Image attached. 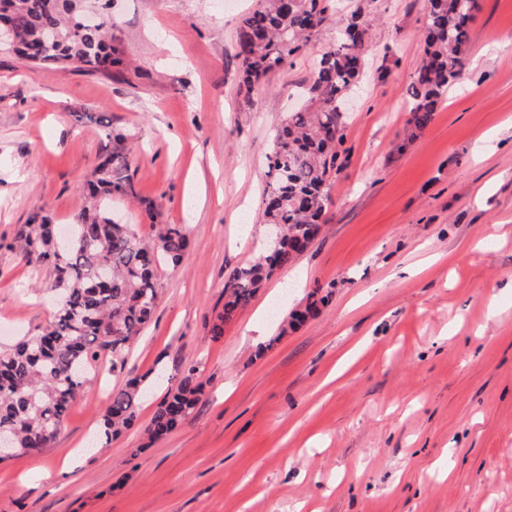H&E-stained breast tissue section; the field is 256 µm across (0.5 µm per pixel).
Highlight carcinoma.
<instances>
[{
	"label": "carcinoma",
	"instance_id": "obj_1",
	"mask_svg": "<svg viewBox=\"0 0 512 512\" xmlns=\"http://www.w3.org/2000/svg\"><path fill=\"white\" fill-rule=\"evenodd\" d=\"M105 0H0L11 25L0 48L49 71L75 65L89 75H112L123 51L112 43L115 25ZM478 0H427L424 56L408 87L411 134L434 119L448 84L464 74L470 23ZM336 0H257L236 32V54L243 84L252 90L268 73L300 49L313 30L335 18ZM368 21L360 10L339 28L333 50L316 65L306 88L308 105L282 121L268 155L263 217L284 227L283 237L260 261L233 270L224 281V308L212 337L244 310L273 272L292 264L327 222L332 179L341 170L345 98L364 69ZM82 190L83 204L67 233L43 212L21 225L9 247L27 264L50 272L55 292L52 319L38 333L0 349V436L13 455L50 447L86 383V371L102 362L123 364L134 340L152 320L159 302L157 271L179 265L187 246L181 224H161L146 240L112 217V200L135 198L149 219L153 202L137 195L130 174L125 137L112 134ZM329 300L315 287L305 305L291 310L288 326L313 316ZM204 384L191 363L157 406L145 432L150 440L176 429L201 401ZM144 388L133 378L112 389L101 418L108 440L131 428Z\"/></svg>",
	"mask_w": 512,
	"mask_h": 512
}]
</instances>
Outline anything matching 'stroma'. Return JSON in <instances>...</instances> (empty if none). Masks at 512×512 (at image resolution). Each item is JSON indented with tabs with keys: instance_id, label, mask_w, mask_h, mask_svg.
Masks as SVG:
<instances>
[{
	"instance_id": "1",
	"label": "stroma",
	"mask_w": 512,
	"mask_h": 512,
	"mask_svg": "<svg viewBox=\"0 0 512 512\" xmlns=\"http://www.w3.org/2000/svg\"><path fill=\"white\" fill-rule=\"evenodd\" d=\"M256 0H114L127 60L109 78L0 52V345L52 318L49 277L9 250L44 210L72 223L123 133L139 236L186 225L179 266L122 370L91 368L52 446L0 461V512H512V0H480L463 77L409 145L424 0H376L328 222L249 306L211 325L231 271L265 254L266 156L337 28L240 89ZM330 302L281 324L313 288ZM197 407L144 433L188 363ZM140 378L135 426L94 442L112 387Z\"/></svg>"
}]
</instances>
